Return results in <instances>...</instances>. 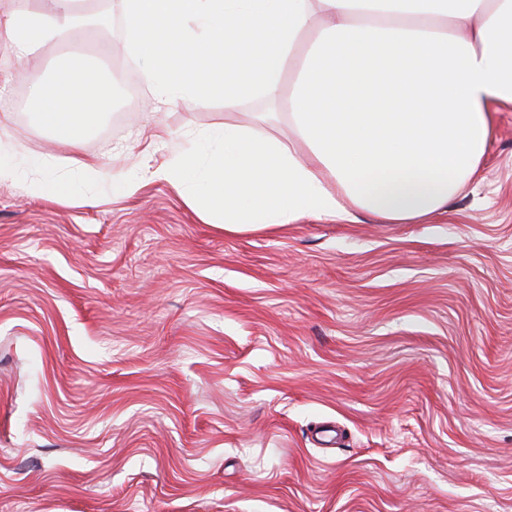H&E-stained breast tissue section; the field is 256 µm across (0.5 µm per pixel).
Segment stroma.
I'll return each mask as SVG.
<instances>
[{
    "label": "stroma",
    "mask_w": 512,
    "mask_h": 512,
    "mask_svg": "<svg viewBox=\"0 0 512 512\" xmlns=\"http://www.w3.org/2000/svg\"><path fill=\"white\" fill-rule=\"evenodd\" d=\"M69 51L136 88L76 149L26 106ZM145 68L113 15L0 45V163L69 172L0 183V512H512V107L448 211L233 233L115 188L226 119L159 108ZM59 168V165L55 161H46L41 165H36L35 171L24 177L23 189L31 196L37 197L43 195L47 188L46 175L48 173L53 172L57 175L52 183H61L65 180V175L57 172ZM45 170H49V172Z\"/></svg>",
    "instance_id": "35a3bbf8"
}]
</instances>
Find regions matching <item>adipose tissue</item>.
<instances>
[{
	"mask_svg": "<svg viewBox=\"0 0 512 512\" xmlns=\"http://www.w3.org/2000/svg\"><path fill=\"white\" fill-rule=\"evenodd\" d=\"M161 103L277 101L281 140L228 122L155 170L189 205L245 232L367 213L447 211L480 171L494 114L512 105V0H114ZM83 0L0 13L18 57L69 38ZM292 82H285L287 64ZM31 121L79 144L114 107L112 83L74 59L31 84Z\"/></svg>",
	"mask_w": 512,
	"mask_h": 512,
	"instance_id": "1",
	"label": "adipose tissue"
}]
</instances>
